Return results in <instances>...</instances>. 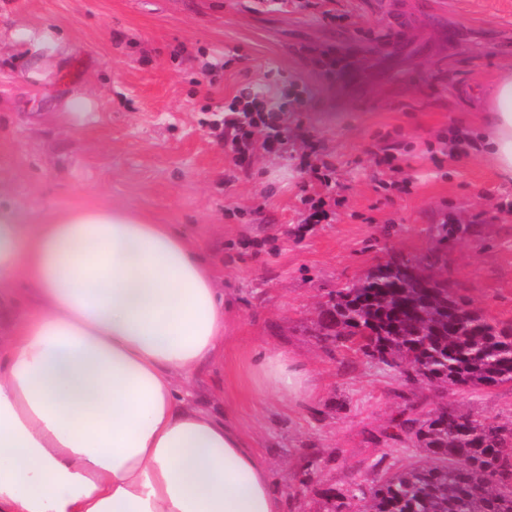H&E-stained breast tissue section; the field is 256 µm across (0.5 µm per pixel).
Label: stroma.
Segmentation results:
<instances>
[{
	"instance_id": "1",
	"label": "stroma",
	"mask_w": 512,
	"mask_h": 512,
	"mask_svg": "<svg viewBox=\"0 0 512 512\" xmlns=\"http://www.w3.org/2000/svg\"><path fill=\"white\" fill-rule=\"evenodd\" d=\"M70 42L44 80L0 38V204L18 223L82 205L169 224L231 303L224 354L186 385L253 438L288 512L322 489L422 460L388 434L443 405L512 425V383L409 382L319 333L329 293L392 256L441 253L435 274L489 322L512 325V184L475 144L512 67V0H0V23ZM350 52L359 85L321 53ZM283 98L285 141L234 161L224 113L241 91ZM91 97V112L66 99ZM323 200L330 218L308 221ZM284 348L315 398L258 402L249 367ZM318 466L303 481L305 457Z\"/></svg>"
}]
</instances>
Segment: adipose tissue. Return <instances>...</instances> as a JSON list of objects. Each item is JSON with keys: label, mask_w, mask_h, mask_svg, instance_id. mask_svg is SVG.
Listing matches in <instances>:
<instances>
[{"label": "adipose tissue", "mask_w": 512, "mask_h": 512, "mask_svg": "<svg viewBox=\"0 0 512 512\" xmlns=\"http://www.w3.org/2000/svg\"><path fill=\"white\" fill-rule=\"evenodd\" d=\"M10 38L30 46V76L51 74L52 30ZM480 142L512 182L511 68ZM18 277L36 311L0 349V512H286L252 440L179 383L223 351L231 305L171 225L77 206L32 229L0 207V288ZM250 369L258 398H313L286 350Z\"/></svg>", "instance_id": "adipose-tissue-1"}]
</instances>
